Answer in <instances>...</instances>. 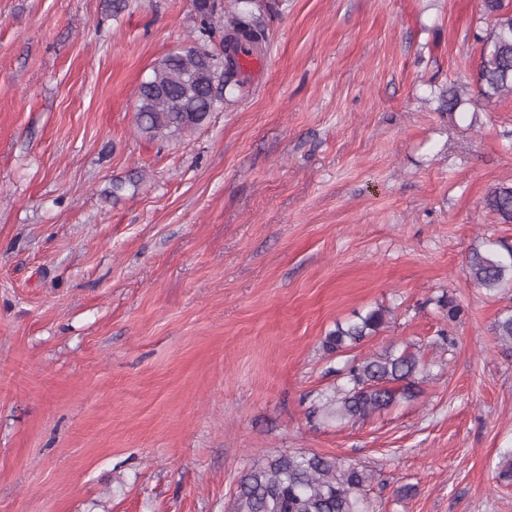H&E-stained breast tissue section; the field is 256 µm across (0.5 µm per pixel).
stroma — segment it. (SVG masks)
I'll return each instance as SVG.
<instances>
[{"label":"stroma","instance_id":"stroma-1","mask_svg":"<svg viewBox=\"0 0 512 512\" xmlns=\"http://www.w3.org/2000/svg\"><path fill=\"white\" fill-rule=\"evenodd\" d=\"M224 7L262 18L267 73L162 141L139 84L221 52L195 0H0V512H227L249 463L300 448L371 469L369 512H512V301L464 273L512 246L483 206L512 180V96L474 83L494 17ZM451 84L466 103L439 111ZM377 307L354 354L410 343L421 396L317 424L323 337Z\"/></svg>","mask_w":512,"mask_h":512}]
</instances>
